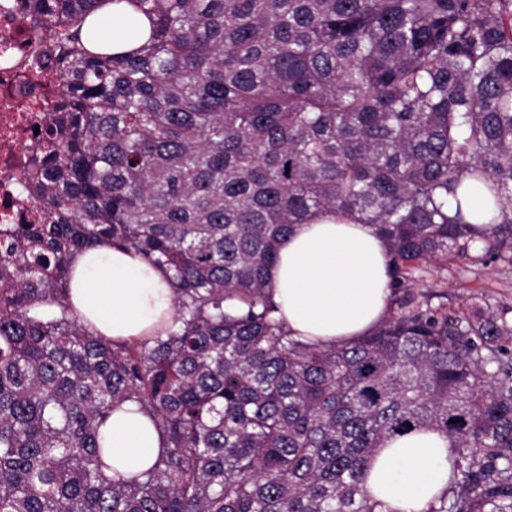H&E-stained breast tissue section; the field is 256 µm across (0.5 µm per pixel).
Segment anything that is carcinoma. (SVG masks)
Listing matches in <instances>:
<instances>
[{"mask_svg":"<svg viewBox=\"0 0 512 512\" xmlns=\"http://www.w3.org/2000/svg\"><path fill=\"white\" fill-rule=\"evenodd\" d=\"M150 22L112 52V6ZM54 32L61 91L24 181L39 223L0 238V512H383L388 440L452 443L428 512H512L504 316L408 295L350 346L288 335L268 271L293 224L375 228L393 293L452 253L512 264V0H17ZM484 188L497 214L467 221ZM139 255L174 295L133 343L86 330L72 259ZM132 400L163 445L106 473Z\"/></svg>","mask_w":512,"mask_h":512,"instance_id":"1","label":"carcinoma"}]
</instances>
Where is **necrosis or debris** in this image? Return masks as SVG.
Listing matches in <instances>:
<instances>
[{"label": "necrosis or debris", "instance_id": "obj_1", "mask_svg": "<svg viewBox=\"0 0 512 512\" xmlns=\"http://www.w3.org/2000/svg\"><path fill=\"white\" fill-rule=\"evenodd\" d=\"M16 0H0V237L34 217L37 204L22 181L36 150L35 127L44 124L57 97L58 75L38 78L35 63L51 43L45 29L20 20Z\"/></svg>", "mask_w": 512, "mask_h": 512}]
</instances>
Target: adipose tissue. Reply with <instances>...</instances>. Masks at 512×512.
<instances>
[{"label":"adipose tissue","mask_w":512,"mask_h":512,"mask_svg":"<svg viewBox=\"0 0 512 512\" xmlns=\"http://www.w3.org/2000/svg\"><path fill=\"white\" fill-rule=\"evenodd\" d=\"M272 300L291 336L327 346L351 344L386 318L390 262L370 225L326 212L294 225L269 271ZM69 300L83 324L115 342L142 338L174 313L171 288L146 263L119 248H99L72 262ZM104 461L129 478L150 468L160 436L137 403L120 405L102 428ZM450 441L408 434L377 449L366 488L387 512H428L448 488Z\"/></svg>","instance_id":"obj_1"}]
</instances>
